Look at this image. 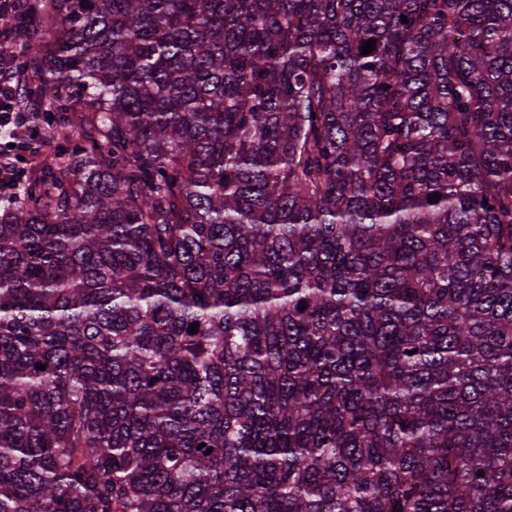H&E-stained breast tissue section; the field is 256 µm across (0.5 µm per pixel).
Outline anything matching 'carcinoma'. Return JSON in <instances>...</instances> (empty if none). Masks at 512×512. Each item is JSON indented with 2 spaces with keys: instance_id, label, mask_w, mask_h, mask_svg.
<instances>
[{
  "instance_id": "carcinoma-1",
  "label": "carcinoma",
  "mask_w": 512,
  "mask_h": 512,
  "mask_svg": "<svg viewBox=\"0 0 512 512\" xmlns=\"http://www.w3.org/2000/svg\"><path fill=\"white\" fill-rule=\"evenodd\" d=\"M17 24L0 512H512V0Z\"/></svg>"
}]
</instances>
